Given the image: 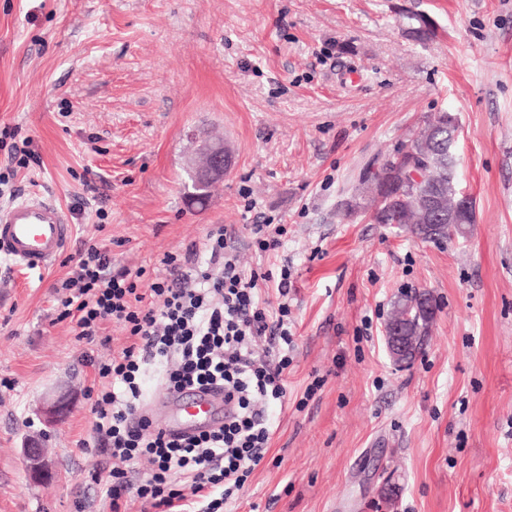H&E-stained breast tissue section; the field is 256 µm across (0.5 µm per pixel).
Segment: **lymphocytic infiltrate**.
<instances>
[{
    "mask_svg": "<svg viewBox=\"0 0 512 512\" xmlns=\"http://www.w3.org/2000/svg\"><path fill=\"white\" fill-rule=\"evenodd\" d=\"M225 233L214 225L204 247L164 254L168 278L145 290L131 272L113 269L106 248L88 244L56 287L58 317L75 321L80 341L95 345L107 323L127 333L112 357L83 355L95 371L86 391L92 444L112 473L110 512H224L267 453L274 428L267 409L284 399L292 363L291 274L243 273ZM269 284L277 302L261 296ZM150 366L172 393L223 389L234 413L215 429L168 433L145 412ZM144 458L149 468H141Z\"/></svg>",
    "mask_w": 512,
    "mask_h": 512,
    "instance_id": "f902f5d3",
    "label": "lymphocytic infiltrate"
}]
</instances>
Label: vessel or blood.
Returning <instances> with one entry per match:
<instances>
[{
  "instance_id": "obj_1",
  "label": "vessel or blood",
  "mask_w": 512,
  "mask_h": 512,
  "mask_svg": "<svg viewBox=\"0 0 512 512\" xmlns=\"http://www.w3.org/2000/svg\"><path fill=\"white\" fill-rule=\"evenodd\" d=\"M73 234L64 211L53 202L29 198L0 211V255L28 270L50 269L65 253ZM223 394L186 390L162 392L156 405L170 408L166 430L191 432L216 426Z\"/></svg>"
}]
</instances>
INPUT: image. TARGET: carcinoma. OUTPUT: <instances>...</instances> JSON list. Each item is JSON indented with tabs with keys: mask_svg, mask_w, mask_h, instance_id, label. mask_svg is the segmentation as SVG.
Masks as SVG:
<instances>
[{
	"mask_svg": "<svg viewBox=\"0 0 512 512\" xmlns=\"http://www.w3.org/2000/svg\"><path fill=\"white\" fill-rule=\"evenodd\" d=\"M435 138H448V112L443 110L429 116L424 127L411 135L401 147L419 156L420 180L411 176L401 180L391 174L397 167L392 156L378 169L360 176L358 193L341 203V211L350 217L359 211L369 214L376 224H399L423 241L448 240L464 234L463 225L475 223V218L448 219L455 210L460 195L454 151L435 150ZM439 199L442 215L431 216V202ZM435 307L426 294H404L393 305L391 314L403 324L410 343L403 359L411 361L421 352L429 334Z\"/></svg>",
	"mask_w": 512,
	"mask_h": 512,
	"instance_id": "obj_1",
	"label": "carcinoma"
}]
</instances>
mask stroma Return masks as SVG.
<instances>
[{
	"label": "stroma",
	"instance_id": "35a3bbf8",
	"mask_svg": "<svg viewBox=\"0 0 512 512\" xmlns=\"http://www.w3.org/2000/svg\"><path fill=\"white\" fill-rule=\"evenodd\" d=\"M442 109L475 204L464 236L343 217L361 173ZM193 134L232 153L203 206ZM29 197L74 233L48 271L0 262V512H106L86 346L52 283L93 239L149 287L214 224L244 272L294 281L285 402L232 512H512V0H0V209ZM269 218L288 233L261 254L251 227ZM423 291L429 335L396 365L385 320ZM59 395L50 429L37 408ZM31 437L50 450L39 483ZM27 463V472L31 480L40 481L49 471L46 450L38 441L31 440L22 448Z\"/></svg>",
	"mask_w": 512,
	"mask_h": 512
}]
</instances>
